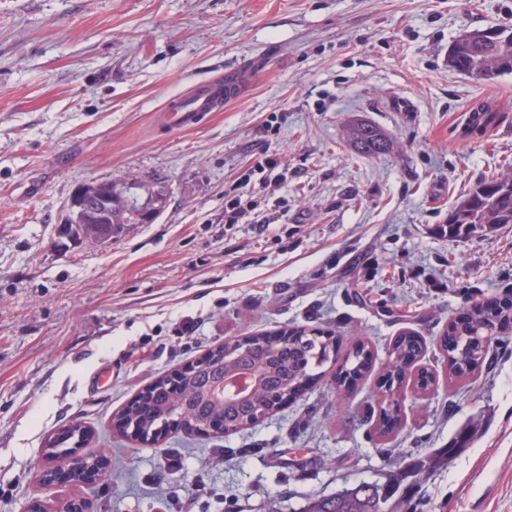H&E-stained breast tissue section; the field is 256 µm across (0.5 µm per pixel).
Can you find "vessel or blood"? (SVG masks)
I'll return each instance as SVG.
<instances>
[{"instance_id":"vessel-or-blood-1","label":"vessel or blood","mask_w":512,"mask_h":512,"mask_svg":"<svg viewBox=\"0 0 512 512\" xmlns=\"http://www.w3.org/2000/svg\"><path fill=\"white\" fill-rule=\"evenodd\" d=\"M239 91V84L225 76L200 83L171 97L158 114L157 124L169 132L194 128L206 113L220 110Z\"/></svg>"}]
</instances>
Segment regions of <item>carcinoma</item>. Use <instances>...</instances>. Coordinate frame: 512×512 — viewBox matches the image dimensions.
<instances>
[{
    "mask_svg": "<svg viewBox=\"0 0 512 512\" xmlns=\"http://www.w3.org/2000/svg\"><path fill=\"white\" fill-rule=\"evenodd\" d=\"M448 66L485 79L512 73V30L498 28L493 36L482 35L480 29L463 32L449 48ZM468 113L471 120L463 135L471 137L484 136L504 117L497 104L485 100L471 104ZM350 138L365 157L386 155L393 148L387 136L366 123L353 125ZM93 195V189L82 185L71 197V227L77 231L84 224H110L116 231L126 224H143L147 216L156 213L154 207L135 203L108 212L98 206ZM504 224H512V173L491 175L459 197L448 211L447 223L437 225V231L457 240L492 233ZM486 328L494 336L507 330L512 332V299L495 312L480 303L474 305L466 319L448 322L442 343H454L453 351L479 368L483 364V348L470 335ZM420 352L414 337H400L390 354L388 376L405 374V367L414 363ZM372 360V351L365 344L340 356L337 340L331 333L319 330L300 328L276 337L248 336L243 343L237 339L228 341L177 372L176 377H161L152 388L142 392L125 409L124 418L135 422V427L127 425L124 432L130 438H149L161 424L167 423V415L175 406L186 408L189 422L183 429L189 434L208 428L214 421L227 428L237 427L260 408L274 411L276 405L270 400L273 392L293 395L295 387L313 376L315 370L336 365L333 381L339 386L352 385L369 371ZM244 371L252 376L250 393L229 399L213 395L210 381L220 382ZM453 453L454 449L444 448L398 466L382 482H355L330 494L308 496L299 512H407L409 489L447 465Z\"/></svg>",
    "mask_w": 512,
    "mask_h": 512,
    "instance_id": "obj_1",
    "label": "carcinoma"
}]
</instances>
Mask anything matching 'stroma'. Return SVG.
I'll return each instance as SVG.
<instances>
[{
    "label": "stroma",
    "instance_id": "35a3bbf8",
    "mask_svg": "<svg viewBox=\"0 0 512 512\" xmlns=\"http://www.w3.org/2000/svg\"><path fill=\"white\" fill-rule=\"evenodd\" d=\"M490 26L512 28V0H0V512L33 499L53 512L72 499L92 512H263L272 499L297 512L452 446L411 512H512V336L463 378L440 346L448 321L512 292V224L434 231L512 164V73L448 66L460 33ZM231 69L245 83L223 111L156 130L170 95ZM479 98L506 116L461 137ZM356 119L393 151L358 156ZM262 152L287 162V181L256 196L252 221L225 223V189ZM111 180L141 202L161 195L158 216L106 244L58 245L76 188ZM296 326L367 344L371 371L348 388L313 380L232 434L124 437L123 408L159 377ZM405 334L436 384L404 381L384 425ZM75 421L101 476L42 482L46 440Z\"/></svg>",
    "mask_w": 512,
    "mask_h": 512
}]
</instances>
